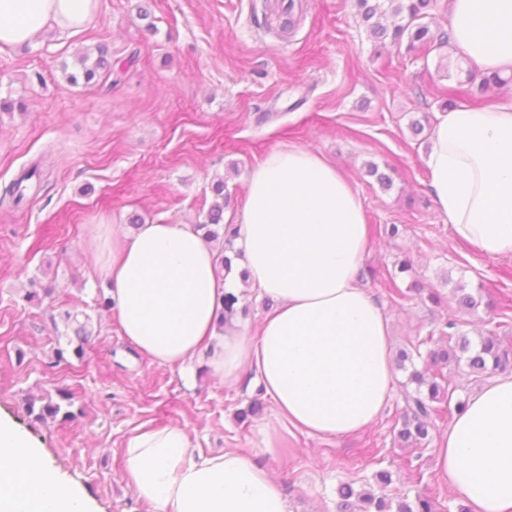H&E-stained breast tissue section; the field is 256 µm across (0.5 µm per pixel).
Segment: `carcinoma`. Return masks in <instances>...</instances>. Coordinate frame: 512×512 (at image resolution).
Returning <instances> with one entry per match:
<instances>
[{
    "label": "carcinoma",
    "instance_id": "carcinoma-1",
    "mask_svg": "<svg viewBox=\"0 0 512 512\" xmlns=\"http://www.w3.org/2000/svg\"><path fill=\"white\" fill-rule=\"evenodd\" d=\"M436 0H356L358 14L368 27L373 42V51L379 55L386 43L393 46L406 45L407 51H413L418 46L437 43L442 47L448 42V37L442 34L438 37L431 34L426 19L435 7ZM391 16L400 23L389 29L381 24V19ZM77 65L82 72L85 83H90L97 77L103 78L109 84L112 80V66L107 59V51L96 48V51H83L77 56ZM467 88L464 92L475 98L485 93L490 87L504 83V79L494 74L489 76L467 73L465 78ZM42 163L36 161L23 169L17 178L0 189V205L15 207L26 199L24 182L42 173ZM224 205L215 203L208 211L205 220L198 224L203 231V237L208 241L221 242V252L233 250L235 234L224 231L222 225ZM65 320L72 327L73 335L78 341L76 353H81L83 345L91 337L87 323L81 322L71 313H65ZM456 323L448 321L435 326L428 337L412 345L410 350H402L398 355V367L410 369L408 383L415 385V391H404V408L400 428L394 434V440L411 447L428 445L432 441L430 430L431 420L438 414L442 404H454L455 412H460L466 402L453 400L454 389L450 380L441 375L430 373L432 367L465 366L468 376L477 381L495 372L512 369V346L502 344L495 329L487 331L479 337L477 343L463 334H453L451 329ZM423 359L425 370L416 368L414 357ZM341 502L339 512H354L357 504H363L362 512H437L434 502L429 498L417 497L409 502L405 499L396 501L385 496H376L371 492H357L349 484H343L338 490Z\"/></svg>",
    "mask_w": 512,
    "mask_h": 512
}]
</instances>
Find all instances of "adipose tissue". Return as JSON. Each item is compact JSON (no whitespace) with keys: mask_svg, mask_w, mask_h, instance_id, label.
Returning <instances> with one entry per match:
<instances>
[{"mask_svg":"<svg viewBox=\"0 0 512 512\" xmlns=\"http://www.w3.org/2000/svg\"><path fill=\"white\" fill-rule=\"evenodd\" d=\"M98 0H0V49L46 29L75 33ZM448 41L481 72L512 75V0H448ZM429 189L453 234L484 255H512V94L440 113L425 157ZM241 257L220 272L217 245L193 225L142 224L90 238L120 334L149 364L185 372L206 356L218 381L261 389L277 420L318 438H345L380 417L394 379L390 320L358 280L369 243L362 201L322 154L276 149L251 171L233 226ZM274 300L257 332L221 326L225 294ZM233 448L195 453L181 425L142 427L124 443L129 482L155 512H288L270 462ZM436 479L471 512H512V375L494 377L454 414L434 450ZM0 512H94L85 491L0 421Z\"/></svg>","mask_w":512,"mask_h":512,"instance_id":"adipose-tissue-1","label":"adipose tissue"}]
</instances>
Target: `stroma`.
Returning <instances> with one entry per match:
<instances>
[{"mask_svg": "<svg viewBox=\"0 0 512 512\" xmlns=\"http://www.w3.org/2000/svg\"><path fill=\"white\" fill-rule=\"evenodd\" d=\"M279 11V0H99L81 33L47 30L0 50V184L37 160L49 179L37 198L0 208V420L99 512H155L125 472L124 441L135 427L181 424L196 451L237 448L257 458V429L275 416L267 405L238 422L256 392L141 359L97 305L105 284L88 249L92 225L126 228L137 216L202 222L219 178L224 213L237 215L257 163L277 148L308 147L362 198L371 243L359 281L392 318L395 349L450 317L467 335L491 329L500 313L512 317V257L456 238L429 192L432 122L463 62L447 47L374 56L354 0H306L286 35ZM98 46L113 85L70 83L76 53ZM371 163L393 171L390 188L368 174ZM392 224L398 236L387 234ZM403 256L411 273L389 276ZM34 282L55 287L53 304L25 301ZM459 286L477 308L458 307ZM68 311L90 318L80 354L67 337ZM407 378L396 370L387 408L351 438L278 427L282 454L271 466L290 512H337L340 484L377 490L381 470L392 474L389 497L427 495L439 512H459L462 498L434 480L431 449L394 442ZM65 392L73 418L43 423L28 414V400Z\"/></svg>", "mask_w": 512, "mask_h": 512, "instance_id": "obj_1", "label": "stroma"}]
</instances>
